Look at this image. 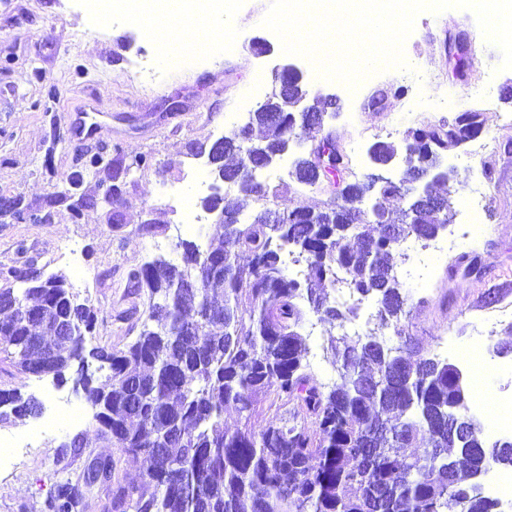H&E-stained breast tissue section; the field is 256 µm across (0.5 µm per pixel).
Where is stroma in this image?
<instances>
[{
  "mask_svg": "<svg viewBox=\"0 0 512 512\" xmlns=\"http://www.w3.org/2000/svg\"><path fill=\"white\" fill-rule=\"evenodd\" d=\"M271 0H242L224 30L225 45L206 59L171 67L148 41L151 16L91 20L79 0H0V197L19 199L21 211L0 215V270L36 267L67 276L73 291L96 315L87 348L122 349L139 334L149 308L147 292L133 291L128 274L155 256L174 258L171 241L184 235L186 209H199L202 191L191 182L188 148L231 134L275 88L273 70L297 65L310 93L333 94L340 114L325 133L346 154L355 172L345 182H366L379 167L368 149L377 141H399L411 128L451 125L457 116L479 113L492 149L475 166L460 164L461 150L448 153L467 195L490 184L492 195L480 215L485 231L477 245L449 246L432 261L419 245L398 264L409 296L407 332L424 353L440 341L460 349L483 340L495 352L494 395L512 396V68L484 37L477 17L465 8L423 11L403 46L405 68L366 76L356 91L326 80L308 59L285 54L280 38L263 27ZM465 39L469 63L455 65L449 44ZM272 52L256 55L252 42ZM112 114L96 139L73 141L69 113L90 102ZM94 153L131 162L146 156L130 175L100 171L72 190L70 175ZM117 184L121 223L109 220L99 201L101 187ZM86 201L74 214L75 196ZM159 224L147 234L145 223ZM472 253L471 268H450L451 259ZM64 380L26 375L0 362V389L19 390L41 403L39 415L0 426V435H22L49 420L57 401L83 415L81 423H58L35 441L32 454L0 472V512H44L64 477H77L87 458L112 457L121 477L140 479L143 460L99 440L92 410ZM82 435L74 450L67 438Z\"/></svg>",
  "mask_w": 512,
  "mask_h": 512,
  "instance_id": "35a3bbf8",
  "label": "stroma"
}]
</instances>
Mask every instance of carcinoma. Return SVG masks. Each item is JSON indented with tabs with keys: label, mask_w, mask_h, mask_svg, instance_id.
Segmentation results:
<instances>
[{
	"label": "carcinoma",
	"mask_w": 512,
	"mask_h": 512,
	"mask_svg": "<svg viewBox=\"0 0 512 512\" xmlns=\"http://www.w3.org/2000/svg\"><path fill=\"white\" fill-rule=\"evenodd\" d=\"M275 82L247 132L224 137L208 160L238 192L233 206L201 200L223 224L222 241L183 239L181 262L159 257L129 273L155 302L126 348L100 349L110 370L83 383L98 438L146 468L142 483L118 477L105 490L112 512H498L475 474L512 470V439H489L469 413L462 369L423 354L402 324L408 296L397 263L405 244L438 236L454 217L453 191L433 189L421 205L403 181L423 166L443 171L445 127L409 129L402 172L348 183L344 203L315 211L288 199L290 183L237 181L245 161L281 158L295 133L292 105L307 90L290 74ZM397 153L393 142L370 147L381 167ZM108 166L122 171L114 159L90 156L69 183ZM369 194L406 206L366 204ZM289 254L306 264L304 278L286 272ZM7 274L0 356L37 377L46 357L76 355L85 333L61 325L72 295L64 275L42 288ZM185 277L199 288L177 287ZM311 315L325 326L323 350L336 373L329 384L307 361L302 327ZM387 329L398 343L386 341ZM265 403L289 407L288 416L263 419ZM229 407L244 419L234 432L224 430ZM408 445L422 452L401 456ZM92 491L68 478L46 512H67L60 500Z\"/></svg>",
	"instance_id": "obj_1"
}]
</instances>
